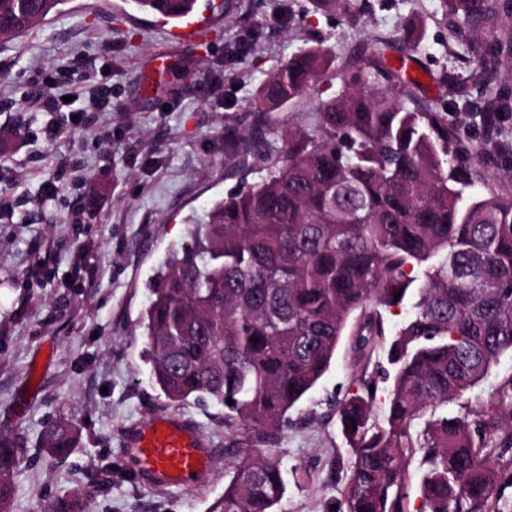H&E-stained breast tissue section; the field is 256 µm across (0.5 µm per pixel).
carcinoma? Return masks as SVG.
Segmentation results:
<instances>
[{"label":"carcinoma","mask_w":512,"mask_h":512,"mask_svg":"<svg viewBox=\"0 0 512 512\" xmlns=\"http://www.w3.org/2000/svg\"><path fill=\"white\" fill-rule=\"evenodd\" d=\"M62 0H0V31L32 29ZM359 0H316L352 19ZM178 20L196 0H135ZM448 38L500 29L512 47V0H441ZM374 39L361 63L339 66L312 46L289 57L259 85L255 116L224 138L228 160L273 159L258 181L215 202L192 246L169 254L140 322L151 379L166 399L189 397L227 409L248 447L228 449L224 496L212 512H279L286 493L272 443L288 412L329 370L351 317L367 315L360 348L383 335L381 311L407 308L387 351L392 371L383 421L372 420L377 387L362 378L337 406L351 469L337 512H512V376L487 400L466 395L501 356L512 354V194L472 193V164L495 168L499 140L476 144L418 96L396 56L418 47ZM473 82L499 76L497 50L470 45ZM339 83L310 126L280 131L272 156L266 116L326 75ZM410 99L407 107L401 98ZM509 108L491 97L480 113L501 130ZM400 297H395V294ZM233 403H228L227 399ZM463 409L450 416L444 407ZM43 447L65 455L75 445L66 422L47 426ZM21 448L0 434V512L18 491ZM423 467L418 509L408 471ZM46 512H86L76 491Z\"/></svg>","instance_id":"obj_1"}]
</instances>
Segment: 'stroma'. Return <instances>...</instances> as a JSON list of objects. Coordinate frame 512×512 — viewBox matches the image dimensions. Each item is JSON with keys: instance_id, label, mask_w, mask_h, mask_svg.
Here are the masks:
<instances>
[{"instance_id": "35a3bbf8", "label": "stroma", "mask_w": 512, "mask_h": 512, "mask_svg": "<svg viewBox=\"0 0 512 512\" xmlns=\"http://www.w3.org/2000/svg\"><path fill=\"white\" fill-rule=\"evenodd\" d=\"M365 8L352 27L314 0H197L202 33L184 43L133 0H63L33 29L0 37V433L22 450L12 512H43L84 486L89 512H210L223 496L226 450L243 435L226 426L222 406L164 397L137 324L168 253L191 244L215 201L261 176L260 165L226 163L224 132L249 124L257 87L292 54L320 46L356 61L370 40L403 36L417 17L427 98L447 107L441 72L469 79L473 63L449 40L440 0ZM500 59L498 80L471 86L449 112L477 141L493 135L478 119L487 98L512 103V54ZM45 70L74 104L107 95L104 114L75 129L33 111ZM331 93L320 82L269 112L272 130L311 124ZM53 177L58 195L37 202ZM402 319L384 313L386 336L368 352L356 315L328 372L289 412L273 443L288 482L280 512H335L351 465L336 406L387 367V338ZM167 415L197 426L212 450L209 474L182 488L143 485L126 444L131 429ZM62 419L77 440L55 457L40 433Z\"/></svg>"}]
</instances>
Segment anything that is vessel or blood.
Here are the masks:
<instances>
[{"instance_id":"obj_1","label":"vessel or blood","mask_w":512,"mask_h":512,"mask_svg":"<svg viewBox=\"0 0 512 512\" xmlns=\"http://www.w3.org/2000/svg\"><path fill=\"white\" fill-rule=\"evenodd\" d=\"M128 447L140 479L151 485L183 487L210 470L202 435L189 423L171 417L137 427Z\"/></svg>"}]
</instances>
